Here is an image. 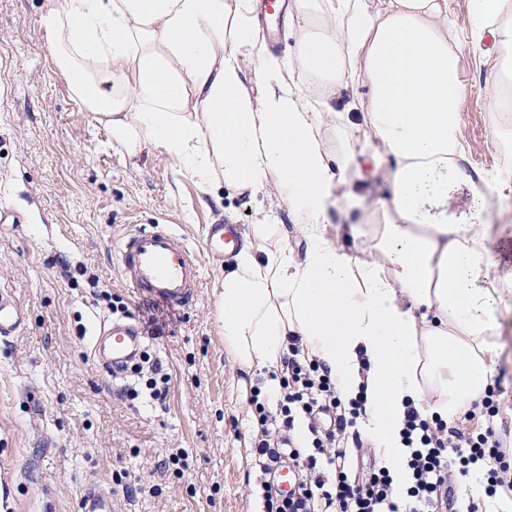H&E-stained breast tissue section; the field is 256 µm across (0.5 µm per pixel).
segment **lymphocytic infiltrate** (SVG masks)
Wrapping results in <instances>:
<instances>
[{
  "label": "lymphocytic infiltrate",
  "instance_id": "lymphocytic-infiltrate-1",
  "mask_svg": "<svg viewBox=\"0 0 512 512\" xmlns=\"http://www.w3.org/2000/svg\"><path fill=\"white\" fill-rule=\"evenodd\" d=\"M299 337L288 339V376L282 379L280 412L271 414L263 402L255 411L264 437L256 446V464L262 475L272 474L282 459L292 460L306 477L289 496L264 486L265 512H438L457 505L460 512H483L488 498L512 488V448L504 447L493 426L475 427V412H467L469 431L457 432L455 441L442 438L443 423H432L416 409H408L402 439L408 450L406 467L409 509H402L388 469L377 465L363 478L351 475L346 449H332L337 435L353 426L363 413V398L350 402L341 413V400L327 370L317 360L300 356ZM335 410L333 428L313 436L310 448H302L296 434L295 416L312 414L315 408ZM484 474L480 489L457 498L455 488L472 471Z\"/></svg>",
  "mask_w": 512,
  "mask_h": 512
}]
</instances>
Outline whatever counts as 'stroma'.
I'll list each match as a JSON object with an SVG mask.
<instances>
[{
    "mask_svg": "<svg viewBox=\"0 0 512 512\" xmlns=\"http://www.w3.org/2000/svg\"><path fill=\"white\" fill-rule=\"evenodd\" d=\"M42 3L0 0V207L26 216L0 223V290L27 314L19 335L0 341V512H79L92 481L111 491L114 512H263L249 398L276 397L270 371L243 370L224 350L217 289L234 261L202 258L194 301L169 312L132 288L120 251L140 229L176 231L196 249L208 224L246 232L264 197L208 195L166 156L113 142L56 73ZM457 37L467 151L495 173L506 153L479 97L493 69L477 63L466 31ZM116 298L124 311L113 312ZM492 308L493 426L512 444V297ZM115 320L140 328L142 372L114 378L94 360V337ZM157 361L170 376L162 404L146 388ZM179 452L188 459L177 475L164 462Z\"/></svg>",
    "mask_w": 512,
    "mask_h": 512,
    "instance_id": "obj_1",
    "label": "stroma"
}]
</instances>
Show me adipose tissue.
I'll use <instances>...</instances> for the list:
<instances>
[{
	"mask_svg": "<svg viewBox=\"0 0 512 512\" xmlns=\"http://www.w3.org/2000/svg\"><path fill=\"white\" fill-rule=\"evenodd\" d=\"M462 26L504 74L481 92L500 107L498 142L512 134V0H470L463 20L448 0H291L285 55L255 0H45L39 16L57 73L114 142L267 197L220 285L224 350L280 369L300 337L343 400L364 396L361 428L400 488L408 407L447 423L486 395L491 302L512 291L489 212L512 179L465 146ZM365 162L389 198L356 196ZM281 208L304 251L274 223ZM337 210L353 223H333Z\"/></svg>",
	"mask_w": 512,
	"mask_h": 512,
	"instance_id": "adipose-tissue-1",
	"label": "adipose tissue"
}]
</instances>
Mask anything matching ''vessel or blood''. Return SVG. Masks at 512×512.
<instances>
[{
    "label": "vessel or blood",
    "instance_id": "b4317fda",
    "mask_svg": "<svg viewBox=\"0 0 512 512\" xmlns=\"http://www.w3.org/2000/svg\"><path fill=\"white\" fill-rule=\"evenodd\" d=\"M239 246L232 228L210 225L202 251H195L186 238L166 230L136 231L126 243L121 262L133 288L148 293L170 306L189 304L200 278V258H226ZM26 322L25 310L7 293L0 291V338L20 334ZM142 344L134 324L114 322L100 330L93 342L96 360L113 370L129 361ZM80 512H112V496L96 483H89L80 501Z\"/></svg>",
    "mask_w": 512,
    "mask_h": 512
}]
</instances>
